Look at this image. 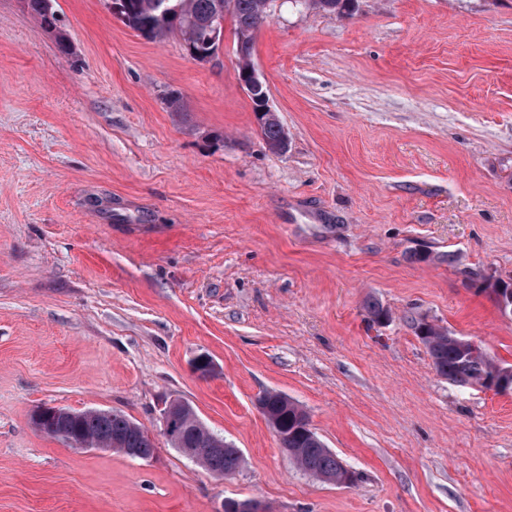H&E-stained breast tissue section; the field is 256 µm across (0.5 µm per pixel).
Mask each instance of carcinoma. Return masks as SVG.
Returning <instances> with one entry per match:
<instances>
[{"label": "carcinoma", "mask_w": 512, "mask_h": 512, "mask_svg": "<svg viewBox=\"0 0 512 512\" xmlns=\"http://www.w3.org/2000/svg\"><path fill=\"white\" fill-rule=\"evenodd\" d=\"M266 0H112V12L129 28L145 38L153 39L169 33H180L188 54L214 51L218 42L212 38L217 16L229 13L235 31L257 28L266 17ZM30 11L45 27L55 23V12L50 0H30ZM257 125L267 147L273 151L287 144L286 133L278 122L266 121L255 115ZM419 337L425 345L436 373L449 383L467 387L475 382L491 381L503 364L486 352L472 355L461 343L462 337L430 324L418 326ZM262 399L269 420L276 424L284 438L280 447L288 453L296 466L309 476L322 481H337L354 472L347 469L326 447L318 435H308L298 429L307 412L287 395L268 391ZM178 438L170 441L174 448H190L198 428L197 414L189 404L178 413ZM67 428L75 438L92 439L112 445V451L137 448L146 459L154 454L155 444L148 431L139 423L117 412L85 410L75 412ZM213 474L232 475L242 465L238 449L224 444V451L201 461Z\"/></svg>", "instance_id": "cac0c4a2"}]
</instances>
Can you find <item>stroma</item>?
Segmentation results:
<instances>
[{
	"mask_svg": "<svg viewBox=\"0 0 512 512\" xmlns=\"http://www.w3.org/2000/svg\"><path fill=\"white\" fill-rule=\"evenodd\" d=\"M53 8L49 29L0 0V512H512V392L448 384L415 328L512 365L486 288L512 280V0H271L252 62L282 153L232 20L200 65L110 0ZM272 390L354 484L296 467ZM172 398L238 472L168 444ZM44 407L123 413L154 454L73 449L33 427Z\"/></svg>",
	"mask_w": 512,
	"mask_h": 512,
	"instance_id": "35a3bbf8",
	"label": "stroma"
}]
</instances>
